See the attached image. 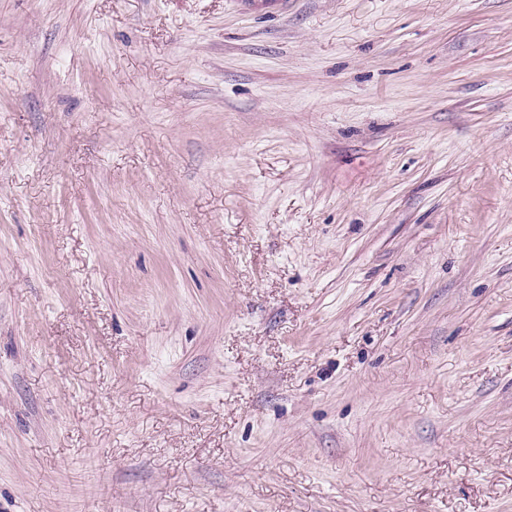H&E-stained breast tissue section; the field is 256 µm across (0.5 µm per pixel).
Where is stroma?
Returning a JSON list of instances; mask_svg holds the SVG:
<instances>
[{"instance_id": "stroma-1", "label": "stroma", "mask_w": 512, "mask_h": 512, "mask_svg": "<svg viewBox=\"0 0 512 512\" xmlns=\"http://www.w3.org/2000/svg\"><path fill=\"white\" fill-rule=\"evenodd\" d=\"M0 512H512V0H0Z\"/></svg>"}]
</instances>
